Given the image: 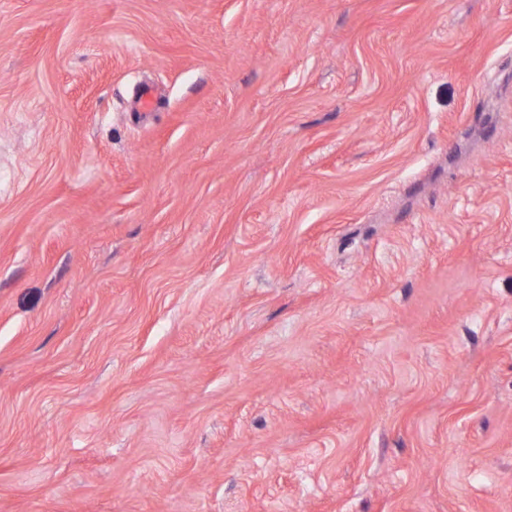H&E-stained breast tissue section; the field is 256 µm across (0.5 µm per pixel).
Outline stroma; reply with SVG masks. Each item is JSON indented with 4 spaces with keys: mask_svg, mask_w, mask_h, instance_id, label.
<instances>
[{
    "mask_svg": "<svg viewBox=\"0 0 512 512\" xmlns=\"http://www.w3.org/2000/svg\"><path fill=\"white\" fill-rule=\"evenodd\" d=\"M0 512H512V0H0Z\"/></svg>",
    "mask_w": 512,
    "mask_h": 512,
    "instance_id": "obj_1",
    "label": "stroma"
}]
</instances>
